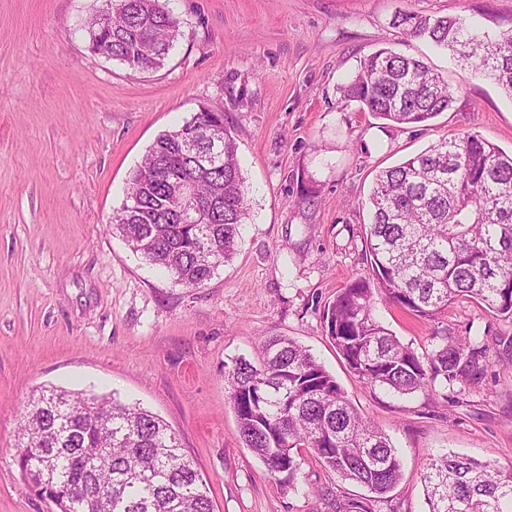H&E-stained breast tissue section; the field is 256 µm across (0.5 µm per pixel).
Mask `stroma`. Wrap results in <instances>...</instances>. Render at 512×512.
Returning <instances> with one entry per match:
<instances>
[{
	"instance_id": "1",
	"label": "stroma",
	"mask_w": 512,
	"mask_h": 512,
	"mask_svg": "<svg viewBox=\"0 0 512 512\" xmlns=\"http://www.w3.org/2000/svg\"><path fill=\"white\" fill-rule=\"evenodd\" d=\"M182 37L139 73L92 53L85 21L105 0H0V512H55L16 462L38 391L107 396L162 417L210 488L214 512H427L421 475L455 452L512 470V319L462 298L439 319L378 304L418 353L434 335H479L487 371L444 396L360 381L322 320L366 274L365 202L376 174L468 132L512 150V98L408 39L395 15L512 27V0H166ZM388 48L423 58L456 93L427 127H388L340 86ZM223 113L251 188L238 253L196 288L172 283L109 224L154 140L200 108ZM294 338L399 451L386 499L303 454L295 486L245 448L224 371L269 337Z\"/></svg>"
}]
</instances>
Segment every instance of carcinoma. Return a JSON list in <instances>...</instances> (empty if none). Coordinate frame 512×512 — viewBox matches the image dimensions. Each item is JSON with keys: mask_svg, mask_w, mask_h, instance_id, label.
<instances>
[{"mask_svg": "<svg viewBox=\"0 0 512 512\" xmlns=\"http://www.w3.org/2000/svg\"><path fill=\"white\" fill-rule=\"evenodd\" d=\"M394 25L456 56L512 98V27L490 32L459 17L398 13ZM84 32L92 52L138 72L161 68L182 35L160 0H110ZM341 100L395 127H424L450 110L448 81L423 60L381 49L339 88ZM224 130L223 162L203 167L210 141L194 116L158 136L129 180L110 227L146 262L196 288L237 253L250 218L249 188L224 113L202 109ZM179 176L193 183L206 224H182L167 206ZM365 239L369 273L323 307L329 338L350 372L398 395L440 382H476L485 350L444 337L418 354L377 320L379 302L432 321L460 298L512 319V153L471 132L444 138L376 175ZM238 435L274 478L293 484L309 450L343 480L383 499L401 480L388 435L349 400L314 356L271 336L259 357L224 372ZM17 464L49 490L57 512H213L206 480L158 415L106 396L42 390L21 413ZM428 512H512V471L455 454L431 458L422 475ZM80 487L83 495L72 496Z\"/></svg>", "mask_w": 512, "mask_h": 512, "instance_id": "obj_1", "label": "carcinoma"}]
</instances>
